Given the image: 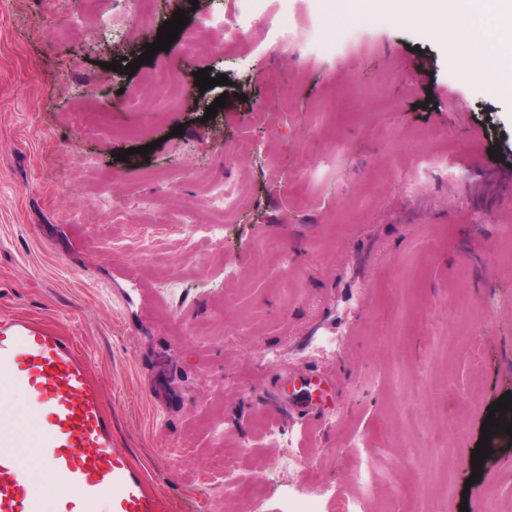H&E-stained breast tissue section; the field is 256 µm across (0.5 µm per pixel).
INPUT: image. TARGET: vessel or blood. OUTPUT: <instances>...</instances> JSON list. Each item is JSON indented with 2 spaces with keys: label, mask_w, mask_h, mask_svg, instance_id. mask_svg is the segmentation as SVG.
I'll list each match as a JSON object with an SVG mask.
<instances>
[{
  "label": "vessel or blood",
  "mask_w": 512,
  "mask_h": 512,
  "mask_svg": "<svg viewBox=\"0 0 512 512\" xmlns=\"http://www.w3.org/2000/svg\"><path fill=\"white\" fill-rule=\"evenodd\" d=\"M33 397L22 412L0 405V512H47L22 466V420H29L40 467L77 487L106 512H158L143 472L113 446L112 424L73 343L25 319H0V381Z\"/></svg>",
  "instance_id": "obj_1"
}]
</instances>
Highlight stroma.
<instances>
[{"label":"stroma","instance_id":"stroma-1","mask_svg":"<svg viewBox=\"0 0 512 512\" xmlns=\"http://www.w3.org/2000/svg\"><path fill=\"white\" fill-rule=\"evenodd\" d=\"M225 8L154 0L139 20L132 0H103L99 20L75 0H0V318L73 341L159 512H243L210 420L241 471L360 497L365 512H512L511 435L492 437L470 480L489 408L512 393V102L425 20L250 0L262 27L212 54L194 38H222ZM181 9L182 39L135 73L109 70ZM156 64L179 72L171 100L148 82ZM206 67L229 86L200 90ZM243 139L251 153L231 156ZM93 172L107 206L84 194ZM213 177L248 185L219 243L202 193ZM148 196L197 219L153 231L155 264L128 257ZM228 267L242 279L225 282ZM162 277L179 283L164 305ZM199 320L210 335H191ZM284 368L328 378L315 427L280 402ZM261 419L303 463L276 470ZM176 447L190 456L172 460Z\"/></svg>","mask_w":512,"mask_h":512}]
</instances>
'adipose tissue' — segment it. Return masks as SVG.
I'll return each mask as SVG.
<instances>
[{"label": "adipose tissue", "mask_w": 512, "mask_h": 512, "mask_svg": "<svg viewBox=\"0 0 512 512\" xmlns=\"http://www.w3.org/2000/svg\"><path fill=\"white\" fill-rule=\"evenodd\" d=\"M400 17L434 16L465 69L491 95L512 101V0H390Z\"/></svg>", "instance_id": "adipose-tissue-1"}]
</instances>
